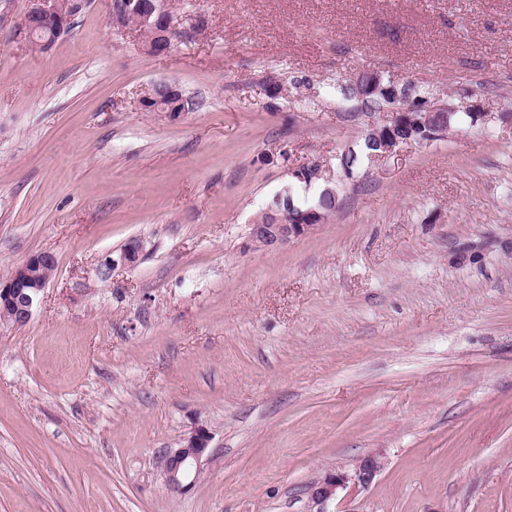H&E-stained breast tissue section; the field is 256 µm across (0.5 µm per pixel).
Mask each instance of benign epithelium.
I'll return each mask as SVG.
<instances>
[{"mask_svg": "<svg viewBox=\"0 0 512 512\" xmlns=\"http://www.w3.org/2000/svg\"><path fill=\"white\" fill-rule=\"evenodd\" d=\"M84 5L85 0H69L67 7L62 0H28L24 29L30 34L35 26L48 23L63 34L68 31L72 16ZM168 12L164 0H111L108 22L113 29L132 35L143 50L163 55L174 46L171 33L180 29V21L164 20ZM165 100L177 105L182 103V91L174 84L158 83L142 97L141 106L147 112L173 111V107L163 104ZM438 109L439 105L429 101L422 106V111L414 112L408 99L399 97L390 118L372 126L370 132L380 141L386 155L400 145L399 127L411 129L426 126L429 132L417 137V142L432 141L448 131V124L432 123ZM290 208L291 205L283 201V195L275 197L264 211L266 222L251 225V244L256 248H276L311 233L323 222V216L313 208L293 215L289 213ZM143 253V242L134 240L117 254L105 257L100 268L110 271L118 265L132 267L138 264ZM54 263L52 252H36L19 265L8 280L0 282V304L10 309L11 319L15 323L25 324L31 319L38 298L48 283L46 268ZM210 441L209 433L199 428L183 438L179 447L158 450V457L163 463L162 477L172 489L183 493L195 484ZM382 468L381 456L371 453L361 457L350 471L324 472L307 489L305 512H329V503L336 499L340 491L369 488Z\"/></svg>", "mask_w": 512, "mask_h": 512, "instance_id": "benign-epithelium-1", "label": "benign epithelium"}]
</instances>
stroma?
<instances>
[{
    "instance_id": "obj_1",
    "label": "stroma",
    "mask_w": 512,
    "mask_h": 512,
    "mask_svg": "<svg viewBox=\"0 0 512 512\" xmlns=\"http://www.w3.org/2000/svg\"><path fill=\"white\" fill-rule=\"evenodd\" d=\"M108 2L42 52L0 0V281L56 259L30 321L0 323V512H305L369 453L331 512H512V0H169L165 56ZM369 71L458 121L348 178L390 109L337 86ZM161 81L192 110L143 111ZM327 184L325 224L251 246L277 192ZM200 426L170 492L157 452ZM144 253V244L140 240L130 242L124 249L120 250L117 254L107 256L100 265V270H109L118 265L122 266H135L141 260ZM210 441L209 433L199 428L183 438L178 448L158 450V457L163 463L162 477L176 492L183 493L195 484ZM383 468L379 454L371 453L361 457L351 471L328 470L307 489L305 512H331L327 507L340 491L347 488L357 491L368 489Z\"/></svg>"
}]
</instances>
